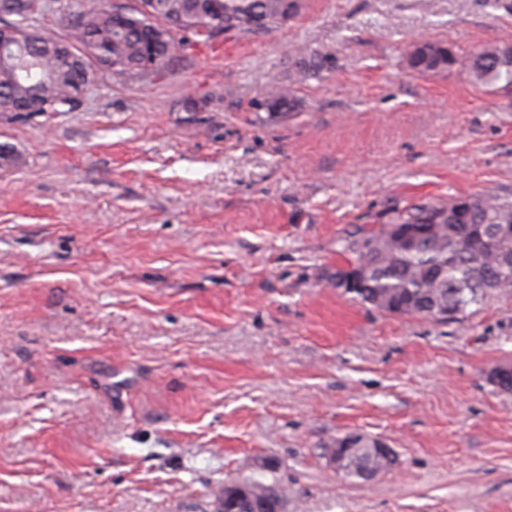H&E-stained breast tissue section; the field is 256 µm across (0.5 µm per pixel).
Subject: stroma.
<instances>
[{"mask_svg":"<svg viewBox=\"0 0 512 512\" xmlns=\"http://www.w3.org/2000/svg\"><path fill=\"white\" fill-rule=\"evenodd\" d=\"M420 37L458 62L419 75ZM512 0H305L273 32L185 34L165 76L0 112V512H214L256 474L285 512H512V296L447 322L325 277L424 199L512 195ZM325 55L292 82L288 48ZM291 85L298 108L258 107ZM385 440L393 470L321 446ZM470 79L476 86H489L504 81L512 85V45L489 42L470 60Z\"/></svg>","mask_w":512,"mask_h":512,"instance_id":"35a3bbf8","label":"stroma"}]
</instances>
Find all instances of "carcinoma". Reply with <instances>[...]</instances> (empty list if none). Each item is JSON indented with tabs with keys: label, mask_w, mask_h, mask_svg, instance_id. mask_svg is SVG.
Segmentation results:
<instances>
[{
	"label": "carcinoma",
	"mask_w": 512,
	"mask_h": 512,
	"mask_svg": "<svg viewBox=\"0 0 512 512\" xmlns=\"http://www.w3.org/2000/svg\"><path fill=\"white\" fill-rule=\"evenodd\" d=\"M137 5L115 15L110 8L95 7L68 21L62 34L30 31L29 0H0V15H15L13 57L0 63V112H12L25 103L34 112H66L74 106L78 80L86 73H109L122 79L134 75L161 76L168 71L182 43L181 33L210 38L213 27L240 35L269 33L285 27L286 0H136ZM427 50L407 54L408 67L429 74L453 67L456 56L443 41L427 39ZM297 68L292 82L314 77L324 56L302 47L291 50ZM470 79L476 86L498 82L512 85V45L489 42L470 60ZM265 110L285 116L296 108L288 86L268 91ZM462 212L464 224L486 229L512 224V198L497 193H478L426 201L396 210L386 224H404L420 231L414 241L388 235L385 224L359 227L341 239V252L365 262L367 271L356 286L343 293L372 308L395 307L399 314L430 320L423 307L408 306L412 298L442 301L464 315L468 307L483 304L491 294L483 288L487 279H498V294H512V271L500 272L499 258L512 253V240L493 247L483 238L448 226L451 215ZM370 463L367 450L359 447L348 456L344 477L351 478ZM257 512H266L276 483L262 478L246 482Z\"/></svg>",
	"instance_id": "carcinoma-1"
}]
</instances>
